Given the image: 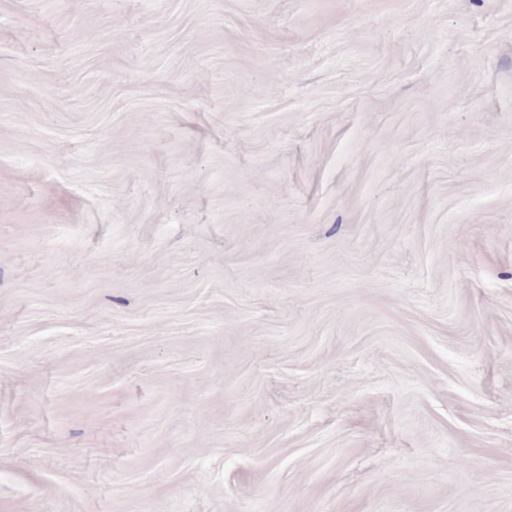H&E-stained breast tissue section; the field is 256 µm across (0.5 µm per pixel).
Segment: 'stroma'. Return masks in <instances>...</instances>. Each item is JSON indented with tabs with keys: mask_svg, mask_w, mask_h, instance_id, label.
Wrapping results in <instances>:
<instances>
[{
	"mask_svg": "<svg viewBox=\"0 0 512 512\" xmlns=\"http://www.w3.org/2000/svg\"><path fill=\"white\" fill-rule=\"evenodd\" d=\"M0 512H512V0H0Z\"/></svg>",
	"mask_w": 512,
	"mask_h": 512,
	"instance_id": "obj_1",
	"label": "stroma"
}]
</instances>
